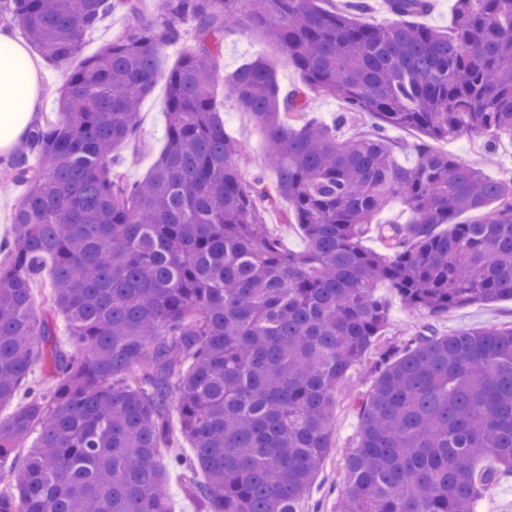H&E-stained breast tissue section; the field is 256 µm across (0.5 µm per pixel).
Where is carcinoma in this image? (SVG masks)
Instances as JSON below:
<instances>
[{
  "instance_id": "1",
  "label": "carcinoma",
  "mask_w": 512,
  "mask_h": 512,
  "mask_svg": "<svg viewBox=\"0 0 512 512\" xmlns=\"http://www.w3.org/2000/svg\"><path fill=\"white\" fill-rule=\"evenodd\" d=\"M0 0L50 63L69 68L54 117L32 126L6 170L25 188L0 263V406L40 361L58 384L0 420V512H172L167 470H183L200 512H302L334 448L337 394L374 374L355 402L337 512H475L512 473V324L448 335L420 325L380 348L382 283L413 312L440 317L512 300V177L494 180L436 148L512 136V0H455L444 30L413 18L430 0ZM125 35L80 57L83 35L115 10ZM191 43L161 71L164 48ZM247 27L288 57L302 87L283 95L256 58L229 75L224 33ZM165 80L166 146L127 181L116 151L136 145L141 101ZM265 131L241 161L215 89ZM340 101L331 123L308 93ZM365 130L345 136L346 113ZM414 128V164L390 129ZM400 200L405 223L378 216ZM270 213L306 240L283 250ZM465 215L472 216L468 221ZM375 236L382 251L364 246ZM51 282L36 312L44 268ZM67 321L55 348L48 318ZM192 359L184 368V359ZM176 401L193 455L171 443Z\"/></svg>"
}]
</instances>
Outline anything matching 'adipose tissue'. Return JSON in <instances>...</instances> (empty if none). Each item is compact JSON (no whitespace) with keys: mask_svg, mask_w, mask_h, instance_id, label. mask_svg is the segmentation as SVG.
Segmentation results:
<instances>
[{"mask_svg":"<svg viewBox=\"0 0 512 512\" xmlns=\"http://www.w3.org/2000/svg\"><path fill=\"white\" fill-rule=\"evenodd\" d=\"M40 72L26 46L0 26V157L9 158L40 112Z\"/></svg>","mask_w":512,"mask_h":512,"instance_id":"ef3b65f1","label":"adipose tissue"}]
</instances>
